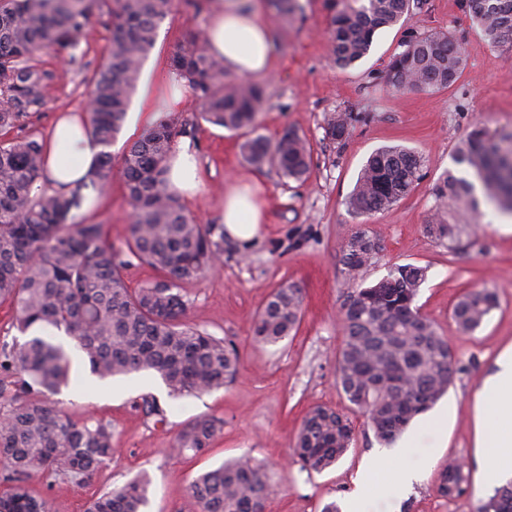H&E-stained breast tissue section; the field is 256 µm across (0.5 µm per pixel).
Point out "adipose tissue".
Returning <instances> with one entry per match:
<instances>
[{
  "instance_id": "adipose-tissue-1",
  "label": "adipose tissue",
  "mask_w": 512,
  "mask_h": 512,
  "mask_svg": "<svg viewBox=\"0 0 512 512\" xmlns=\"http://www.w3.org/2000/svg\"><path fill=\"white\" fill-rule=\"evenodd\" d=\"M211 53L223 58L225 70L240 77L269 72L273 66L274 45L271 32L258 10L243 9L240 0H220L204 33ZM191 89L175 71L159 79L145 78L139 105L128 116L131 127L157 119L159 113L178 111ZM86 114L62 117L57 133L66 137L64 145L48 140L46 176L50 188L63 189L88 171L98 151L83 130ZM169 187L190 199L198 194V159L190 141H176L171 149ZM222 222L229 235L250 242L260 232L262 212L253 193L229 185L224 191ZM475 446L481 456L480 484L502 482L512 469V343L503 347L486 375L474 404Z\"/></svg>"
}]
</instances>
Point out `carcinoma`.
Returning a JSON list of instances; mask_svg holds the SVG:
<instances>
[{"label":"carcinoma","instance_id":"carcinoma-1","mask_svg":"<svg viewBox=\"0 0 512 512\" xmlns=\"http://www.w3.org/2000/svg\"><path fill=\"white\" fill-rule=\"evenodd\" d=\"M415 0H326L331 13L333 60L347 68L370 50L375 33L408 18ZM484 37L512 46V0H462ZM173 0H0V129L13 128L42 111L52 74L36 57L50 51L68 66L85 57L82 43L99 24L110 32L104 62L90 78L88 132L102 147L96 166L66 191L46 187L43 143L29 136L0 141V301L11 300L23 343H0V456L8 483L0 512H52L49 498L28 483L47 488L85 487L112 461V430L69 415L47 402L68 384L71 357L54 334L63 332L88 360L91 375L104 380L132 373L158 374L173 396L210 392L240 371L236 347L193 326L182 285L216 268L224 252V225L200 224L167 188L172 144L193 137L204 121L247 135L245 161L273 168L296 181L309 171L310 147L294 131L272 142L256 134L264 89L232 77L224 61L208 52L204 36L187 33L171 67L192 86L201 110L189 119L163 118L130 144L122 158L131 206L125 248L115 249L100 224L77 220L89 190L98 191L112 170L109 147L127 116L141 61L152 48L159 23ZM277 14L293 17L299 0H271ZM464 64L461 44L441 32L411 33L388 66L392 90H439L453 85ZM357 116L336 112L326 135L342 142ZM456 163L473 171L485 197L512 211V134L495 140L479 125L460 141ZM425 160L403 147L375 152L366 162L346 205L354 214L389 209L423 178ZM474 185L448 171L432 188L434 208L455 217L424 226L453 254L477 240L476 225L461 216L477 209ZM380 239L360 227L341 249L339 263L351 280L374 264ZM160 277L132 290L125 280L131 258ZM427 268L394 265L376 283L343 294L342 343L336 382L346 400L366 415L376 438L392 443L454 383L456 357L415 300ZM304 296L294 284L275 289L252 320L253 342L276 345L301 321ZM489 288L473 289L456 302L457 331H476L496 308ZM135 408L156 424L167 410L152 394ZM222 422L200 416L177 435L172 452L205 453ZM354 430L348 417L327 406L311 408L292 445L300 468L321 472L348 450ZM463 467L450 459L439 469L435 489L446 499L463 492ZM150 476L142 472L119 488L92 497L85 512H146ZM272 492L266 470L241 455L198 476L189 494L198 512H262ZM475 512H512V479L494 488Z\"/></svg>","mask_w":512,"mask_h":512}]
</instances>
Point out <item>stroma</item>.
<instances>
[{"instance_id":"1","label":"stroma","mask_w":512,"mask_h":512,"mask_svg":"<svg viewBox=\"0 0 512 512\" xmlns=\"http://www.w3.org/2000/svg\"><path fill=\"white\" fill-rule=\"evenodd\" d=\"M218 2L204 0L198 11L189 0H174L142 71L169 68L186 33L204 30ZM256 2L271 29L275 54L271 72L260 79L267 93L258 116L260 131L273 141L288 129L304 136L311 146L309 171L303 180L294 181L273 169H256L244 161L239 137L203 123L194 139L204 190L184 204L191 217L216 224L228 185L248 184L258 190L264 213L259 237L250 244L225 238L222 264L185 286L190 322L232 341L241 355V370L224 388L174 398L161 391L158 376L145 372L106 380L101 389L92 387L86 361L73 357L71 380L55 399L76 417L110 425L116 453L92 486L59 492L39 483L35 489L49 494L54 512H82L93 493L121 486L145 470L153 480L147 512H196L190 482L248 452L267 464L274 486L265 512H320L333 500L343 506L357 484L367 479L389 487L369 505V512H472L492 493L477 483L472 413L483 378L502 347L512 341V235L499 230L512 216L480 203L469 217L477 226L478 243L458 256L427 236L424 226L431 220L434 183L446 171L463 172L455 150L469 127L480 124L494 134L512 132V49L489 44L461 0H423L410 19L378 31L364 58L340 69L332 58L326 0H300L301 12L290 18L279 16L265 0ZM414 29L449 33L462 43L465 65L452 86L400 95L389 87L387 66ZM41 61L54 75L43 112L24 119L19 127L0 130V141L25 134L46 139L59 112L85 108V73L64 69L49 53L42 54ZM338 109L353 110L360 118L337 144L327 138L325 128L328 116ZM134 140L126 130L114 140L112 173L97 193L98 202L78 212L80 219L102 224L107 238L118 246L124 243L131 215L121 159ZM395 145L427 158L424 178L387 211L349 212L346 199L369 156ZM360 225L368 226L383 245L377 262L364 271L363 284L380 280L394 264L427 267L417 303L448 337L457 360L456 379L447 394L389 446L376 439L366 417L350 406L336 384L341 294L350 286L339 251ZM284 282L303 290L300 325L279 345H256L251 340L252 319ZM484 286L496 291L497 308L474 333L457 332L451 317L455 303L469 289ZM145 393L157 395L165 407L167 429L153 428L135 409V401ZM317 405L341 411L355 428L348 451L319 474L290 461L302 419ZM201 415L224 422L209 453L171 455L177 434ZM374 453L399 455L402 465L420 469V481L401 492L392 490V469L366 471ZM451 457L463 462L467 481L460 496L444 500L436 496L434 485L441 464Z\"/></svg>"}]
</instances>
